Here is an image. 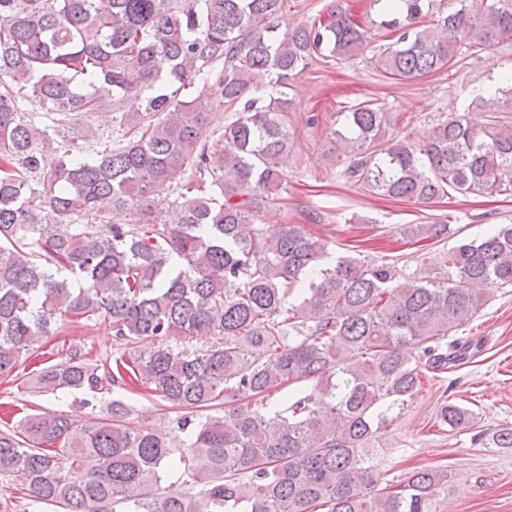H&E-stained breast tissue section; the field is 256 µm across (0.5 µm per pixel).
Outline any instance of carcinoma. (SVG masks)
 I'll return each mask as SVG.
<instances>
[{
	"instance_id": "cac0c4a2",
	"label": "carcinoma",
	"mask_w": 512,
	"mask_h": 512,
	"mask_svg": "<svg viewBox=\"0 0 512 512\" xmlns=\"http://www.w3.org/2000/svg\"><path fill=\"white\" fill-rule=\"evenodd\" d=\"M373 0L392 37L372 62L397 79L452 66L460 47L512 39V0ZM285 0H0V377L64 318L95 320L129 353L114 365L74 349L33 377L42 393L96 399L128 383L179 413L165 430L107 416L80 423L41 412L0 431V478L27 475L28 499L61 512H440L448 470L420 468L397 486L371 457L388 412L414 399L427 366L467 356L440 342L512 286V224L459 239L443 264L411 273L342 257L301 224L259 223L278 200L292 154L291 99L279 87L325 54L346 60L362 24L337 3L326 23L279 31ZM429 23H422L423 18ZM197 79L209 95L179 92ZM496 98L437 115L415 139L375 99L344 107L333 132L344 175L398 201L430 204L512 194V72ZM28 102L38 106L22 109ZM237 112L217 146L209 118ZM112 111L97 146L54 145V127ZM185 181H180L182 174ZM218 192L204 190L205 177ZM177 199L169 200L171 192ZM174 208L175 217L165 214ZM128 210V224L108 215ZM90 215L96 224H84ZM72 232L61 235L57 225ZM415 241L449 224H405ZM195 336L204 349L170 342ZM142 339L148 350L136 349ZM418 350L410 358L407 350ZM293 387L285 407L273 390ZM224 406V415L200 412ZM452 430L474 414L448 402ZM182 482L160 487V472Z\"/></svg>"
}]
</instances>
